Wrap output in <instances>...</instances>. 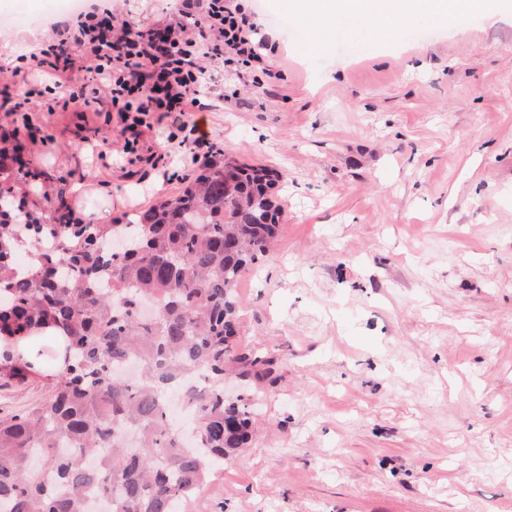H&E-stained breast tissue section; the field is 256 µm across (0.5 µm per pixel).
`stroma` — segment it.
<instances>
[{
	"instance_id": "stroma-1",
	"label": "stroma",
	"mask_w": 512,
	"mask_h": 512,
	"mask_svg": "<svg viewBox=\"0 0 512 512\" xmlns=\"http://www.w3.org/2000/svg\"><path fill=\"white\" fill-rule=\"evenodd\" d=\"M245 6L281 77L208 66L194 119L279 176L278 237L237 287L239 344L275 365L255 440L184 512H512V0L323 53L291 0ZM0 15V88L42 92L0 172L24 211L51 223L65 187L75 216L114 224L200 173L168 150L176 117L148 134L169 152L153 169L109 103L50 113L48 75H14L69 19L60 0Z\"/></svg>"
}]
</instances>
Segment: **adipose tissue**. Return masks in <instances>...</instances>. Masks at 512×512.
<instances>
[{
	"instance_id": "obj_1",
	"label": "adipose tissue",
	"mask_w": 512,
	"mask_h": 512,
	"mask_svg": "<svg viewBox=\"0 0 512 512\" xmlns=\"http://www.w3.org/2000/svg\"><path fill=\"white\" fill-rule=\"evenodd\" d=\"M487 0H310L302 14L303 25L311 35L314 47H325L336 24L342 21L360 27L380 21L390 29L405 19L425 13L448 18L484 11Z\"/></svg>"
}]
</instances>
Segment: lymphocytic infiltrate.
I'll return each instance as SVG.
<instances>
[{
    "label": "lymphocytic infiltrate",
    "instance_id": "f902f5d3",
    "mask_svg": "<svg viewBox=\"0 0 512 512\" xmlns=\"http://www.w3.org/2000/svg\"><path fill=\"white\" fill-rule=\"evenodd\" d=\"M161 18L134 27L112 9L85 6L59 40L39 44L30 61L47 68L66 101L85 110L107 98L133 137L123 153H138L148 165L162 159L152 145L134 142L152 130L153 120L177 112L180 148L192 161L209 142L189 113L200 110L206 63L264 67L268 41L235 0H166Z\"/></svg>",
    "mask_w": 512,
    "mask_h": 512
}]
</instances>
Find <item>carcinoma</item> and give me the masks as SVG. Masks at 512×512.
<instances>
[{
    "mask_svg": "<svg viewBox=\"0 0 512 512\" xmlns=\"http://www.w3.org/2000/svg\"><path fill=\"white\" fill-rule=\"evenodd\" d=\"M217 151L175 196L125 224L0 219V375L47 381L41 403L0 417V512H177L252 440L253 408L271 361L240 348L236 288L276 238L282 208L270 171L235 167ZM25 235L39 264L18 276L14 242ZM56 332L54 374L23 350ZM135 359L139 377L117 367ZM201 394L175 395L186 378ZM242 382L224 395V376ZM188 406L191 448L169 414ZM72 443L63 454L58 444Z\"/></svg>",
    "mask_w": 512,
    "mask_h": 512,
    "instance_id": "cac0c4a2",
    "label": "carcinoma"
}]
</instances>
